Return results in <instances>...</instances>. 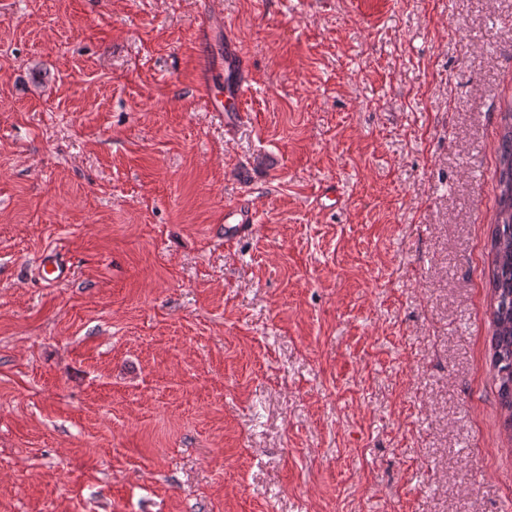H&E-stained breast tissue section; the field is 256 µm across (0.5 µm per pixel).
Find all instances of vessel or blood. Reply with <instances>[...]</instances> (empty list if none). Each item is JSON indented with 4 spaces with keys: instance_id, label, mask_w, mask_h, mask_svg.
<instances>
[{
    "instance_id": "vessel-or-blood-1",
    "label": "vessel or blood",
    "mask_w": 512,
    "mask_h": 512,
    "mask_svg": "<svg viewBox=\"0 0 512 512\" xmlns=\"http://www.w3.org/2000/svg\"><path fill=\"white\" fill-rule=\"evenodd\" d=\"M200 88L208 111L223 115L225 124L241 119V103L248 89L246 61L232 32L224 34L223 62L203 61L200 66ZM254 212L251 207L231 205L224 210V240L248 235L254 228ZM38 274L49 286L69 282L73 269L69 262L52 252L43 253L37 260Z\"/></svg>"
}]
</instances>
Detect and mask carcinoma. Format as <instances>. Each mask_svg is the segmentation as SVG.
Listing matches in <instances>:
<instances>
[{"mask_svg": "<svg viewBox=\"0 0 512 512\" xmlns=\"http://www.w3.org/2000/svg\"><path fill=\"white\" fill-rule=\"evenodd\" d=\"M500 139L498 213L491 236L489 286L492 290V362L498 396L512 433V112L504 117Z\"/></svg>", "mask_w": 512, "mask_h": 512, "instance_id": "1", "label": "carcinoma"}]
</instances>
